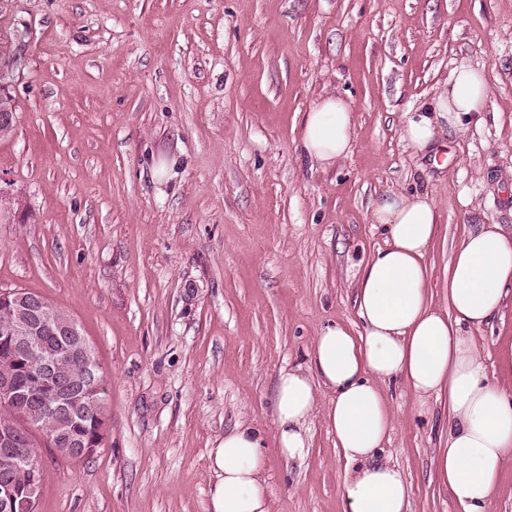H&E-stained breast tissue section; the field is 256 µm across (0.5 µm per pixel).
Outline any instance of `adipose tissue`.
<instances>
[{
    "instance_id": "adipose-tissue-1",
    "label": "adipose tissue",
    "mask_w": 512,
    "mask_h": 512,
    "mask_svg": "<svg viewBox=\"0 0 512 512\" xmlns=\"http://www.w3.org/2000/svg\"><path fill=\"white\" fill-rule=\"evenodd\" d=\"M487 98L482 71L459 62L442 91L405 113L400 137L415 154H435L444 132L481 122ZM353 131L350 103L330 94L306 112L298 149L328 168L348 155ZM369 220L384 243L358 264L355 307L363 331L355 337L327 325L306 365L280 371L273 404L280 452L304 460L316 425H324L348 463L344 512H408L402 473L380 458L397 426L381 386L397 380L414 394L419 414L444 408L448 426L434 457L439 486L463 512H490L512 466V358L488 372L474 333L512 294V226L479 224L467 232L450 260L443 311L433 304L425 262L439 227L430 194L383 195ZM321 385L332 392L325 403ZM208 460V512H272L260 429L238 424L215 440Z\"/></svg>"
}]
</instances>
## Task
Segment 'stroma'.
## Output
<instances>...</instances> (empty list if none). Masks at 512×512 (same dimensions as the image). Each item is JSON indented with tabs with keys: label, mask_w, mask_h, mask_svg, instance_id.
Listing matches in <instances>:
<instances>
[{
	"label": "stroma",
	"mask_w": 512,
	"mask_h": 512,
	"mask_svg": "<svg viewBox=\"0 0 512 512\" xmlns=\"http://www.w3.org/2000/svg\"><path fill=\"white\" fill-rule=\"evenodd\" d=\"M484 72V121L447 161L402 142L405 112L457 62ZM0 289L74 319L107 376L108 431L70 461L41 447L37 512H207V456L260 428L273 512H342L347 463L316 428L279 453L272 402L329 323L353 331L358 260L382 242L379 194L426 191L441 287L478 223L512 225V0H0ZM355 113L348 156H301L321 96ZM487 368L512 345V304L476 336ZM384 455L410 512H461L431 481L438 421L404 384Z\"/></svg>",
	"instance_id": "1"
}]
</instances>
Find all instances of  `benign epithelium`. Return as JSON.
<instances>
[{
  "mask_svg": "<svg viewBox=\"0 0 512 512\" xmlns=\"http://www.w3.org/2000/svg\"><path fill=\"white\" fill-rule=\"evenodd\" d=\"M68 345L65 355L83 363L84 376L81 380H63L59 377L57 363L54 359L46 358L42 361L36 378L43 383H51L54 390L49 399L39 405V412L55 411L69 412L73 404L74 395L83 390L96 391L101 386V368L94 348L84 334L69 322L66 325ZM7 346L4 353L7 361L22 368L27 365L30 353L38 344L39 337L35 336V329L29 322L15 325L5 330ZM0 400L6 403L17 401L13 376L5 374L0 376ZM21 430L14 424L7 423L0 426V476L6 482L0 484V512H32L35 502L39 497L40 485L38 473L32 472L31 481L19 489L14 482L7 481L18 465V457L21 455L17 440ZM105 429L98 430V436L85 439L71 440L56 435H31L34 444L44 443L63 455L73 459L85 458L94 453L97 445L104 438Z\"/></svg>",
  "mask_w": 512,
  "mask_h": 512,
  "instance_id": "1",
  "label": "benign epithelium"
}]
</instances>
